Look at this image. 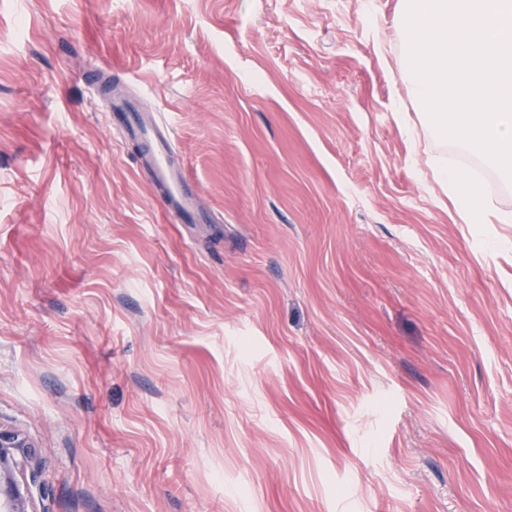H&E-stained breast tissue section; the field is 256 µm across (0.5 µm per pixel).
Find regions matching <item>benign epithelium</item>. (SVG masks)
Segmentation results:
<instances>
[{"label": "benign epithelium", "mask_w": 512, "mask_h": 512, "mask_svg": "<svg viewBox=\"0 0 512 512\" xmlns=\"http://www.w3.org/2000/svg\"><path fill=\"white\" fill-rule=\"evenodd\" d=\"M26 438L13 431L0 429V512H29V492L16 474L29 458Z\"/></svg>", "instance_id": "benign-epithelium-1"}]
</instances>
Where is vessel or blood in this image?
<instances>
[{"label":"vessel or blood","mask_w":512,"mask_h":512,"mask_svg":"<svg viewBox=\"0 0 512 512\" xmlns=\"http://www.w3.org/2000/svg\"><path fill=\"white\" fill-rule=\"evenodd\" d=\"M111 123L142 146L139 165L160 194L165 208L185 224H208L212 217L200 189L173 151L172 132L145 99L120 94L105 99Z\"/></svg>","instance_id":"b4317fda"}]
</instances>
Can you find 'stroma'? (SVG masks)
<instances>
[{
  "instance_id": "35a3bbf8",
  "label": "stroma",
  "mask_w": 512,
  "mask_h": 512,
  "mask_svg": "<svg viewBox=\"0 0 512 512\" xmlns=\"http://www.w3.org/2000/svg\"><path fill=\"white\" fill-rule=\"evenodd\" d=\"M399 0H0V428L30 512H512V224L378 59ZM154 102L167 213L87 82ZM437 181L459 212L464 224H512V212L491 203L484 184L458 170L432 163Z\"/></svg>"
}]
</instances>
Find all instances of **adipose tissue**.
<instances>
[{
    "label": "adipose tissue",
    "instance_id": "obj_1",
    "mask_svg": "<svg viewBox=\"0 0 512 512\" xmlns=\"http://www.w3.org/2000/svg\"><path fill=\"white\" fill-rule=\"evenodd\" d=\"M441 188L465 224H512V212L493 206L484 184L464 172L437 164L433 167Z\"/></svg>",
    "mask_w": 512,
    "mask_h": 512
}]
</instances>
